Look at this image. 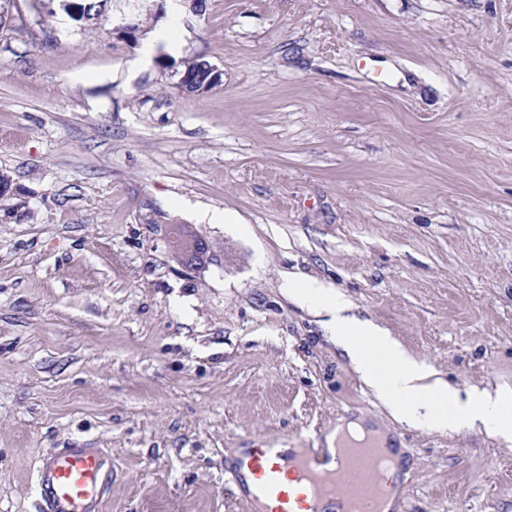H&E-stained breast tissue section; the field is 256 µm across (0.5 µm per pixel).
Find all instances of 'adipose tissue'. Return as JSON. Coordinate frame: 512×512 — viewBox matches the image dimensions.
<instances>
[{
    "label": "adipose tissue",
    "mask_w": 512,
    "mask_h": 512,
    "mask_svg": "<svg viewBox=\"0 0 512 512\" xmlns=\"http://www.w3.org/2000/svg\"><path fill=\"white\" fill-rule=\"evenodd\" d=\"M287 293L319 317L330 339L397 422L439 432L478 427L492 438L512 442L511 392L483 389L461 396L387 330L355 316L339 290L292 275Z\"/></svg>",
    "instance_id": "obj_1"
}]
</instances>
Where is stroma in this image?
<instances>
[{"label": "stroma", "mask_w": 512, "mask_h": 512, "mask_svg": "<svg viewBox=\"0 0 512 512\" xmlns=\"http://www.w3.org/2000/svg\"><path fill=\"white\" fill-rule=\"evenodd\" d=\"M45 2L0 0V512H38L75 446L100 512H250L237 449L342 417L404 448L408 512H512V444L394 421L286 293L317 279L456 389H512V0H106L84 29ZM172 43L221 84L182 94ZM166 241L170 253L187 269L200 272L206 268L210 245L202 236H192L185 224L156 225Z\"/></svg>", "instance_id": "1"}]
</instances>
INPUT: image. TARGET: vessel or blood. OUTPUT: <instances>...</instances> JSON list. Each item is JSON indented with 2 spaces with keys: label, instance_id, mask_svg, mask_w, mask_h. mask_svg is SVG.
Instances as JSON below:
<instances>
[{
  "label": "vessel or blood",
  "instance_id": "b4317fda",
  "mask_svg": "<svg viewBox=\"0 0 512 512\" xmlns=\"http://www.w3.org/2000/svg\"><path fill=\"white\" fill-rule=\"evenodd\" d=\"M385 451L371 442H349L334 462L321 451L302 448L285 456L275 444L256 449L240 461L233 482L254 512L277 502L276 512H324V504L338 502L337 512H383L393 485L380 467ZM253 474L244 484L242 471ZM106 486L102 458L91 448H66L45 456L40 466L39 512H99Z\"/></svg>",
  "mask_w": 512,
  "mask_h": 512
}]
</instances>
